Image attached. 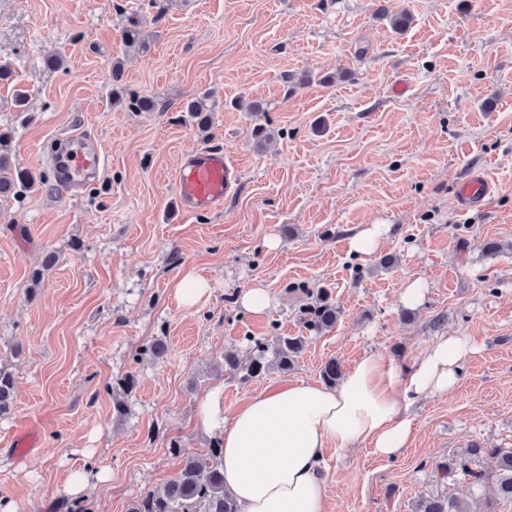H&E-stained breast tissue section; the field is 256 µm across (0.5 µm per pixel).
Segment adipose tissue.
Wrapping results in <instances>:
<instances>
[{"mask_svg":"<svg viewBox=\"0 0 512 512\" xmlns=\"http://www.w3.org/2000/svg\"><path fill=\"white\" fill-rule=\"evenodd\" d=\"M473 349L468 338L445 336L406 367L368 353L338 386L291 382L233 411L216 386L202 397L197 424L223 440L224 485L239 512H328L329 451L397 455L412 433L409 406L456 388Z\"/></svg>","mask_w":512,"mask_h":512,"instance_id":"1","label":"adipose tissue"}]
</instances>
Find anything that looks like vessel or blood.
Here are the masks:
<instances>
[{"instance_id": "b4317fda", "label": "vessel or blood", "mask_w": 512, "mask_h": 512, "mask_svg": "<svg viewBox=\"0 0 512 512\" xmlns=\"http://www.w3.org/2000/svg\"><path fill=\"white\" fill-rule=\"evenodd\" d=\"M104 150L101 143L86 136L72 135L65 147L51 158L60 186L84 187L101 170ZM237 170L220 149H201L184 157L177 171L178 207L187 213L210 212L224 203Z\"/></svg>"}]
</instances>
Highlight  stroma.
Here are the masks:
<instances>
[{"label":"stroma","instance_id":"stroma-1","mask_svg":"<svg viewBox=\"0 0 512 512\" xmlns=\"http://www.w3.org/2000/svg\"><path fill=\"white\" fill-rule=\"evenodd\" d=\"M403 10L412 21L394 31ZM133 13L143 52L122 42ZM117 62L154 111L113 104ZM0 66L10 162L40 179L0 202V365L17 392L0 418V499L20 512H129L176 474L170 441L188 456L209 448L195 416L211 388L233 410L319 381L331 359L345 371L370 352L409 365L442 336L476 346L459 386L410 407L396 457L333 454L329 512L468 499L440 466L475 442L512 448V0H0ZM201 97L205 128L184 111ZM79 132L102 141L105 165L71 195L50 158ZM200 149L224 150L239 175L222 207L185 214L177 169ZM474 176L492 190L461 208ZM372 224L387 227L379 245L350 253ZM190 271L208 291L187 307L173 290ZM417 278L421 302L405 305ZM256 286L270 295L262 315L238 300ZM323 289L338 320L306 333L302 310ZM304 333L292 371L247 384L224 371L225 350ZM153 343L162 360L143 355ZM128 374L119 416L112 389ZM29 430L38 444L18 455ZM86 468L107 480L68 497V474Z\"/></svg>","mask_w":512,"mask_h":512}]
</instances>
